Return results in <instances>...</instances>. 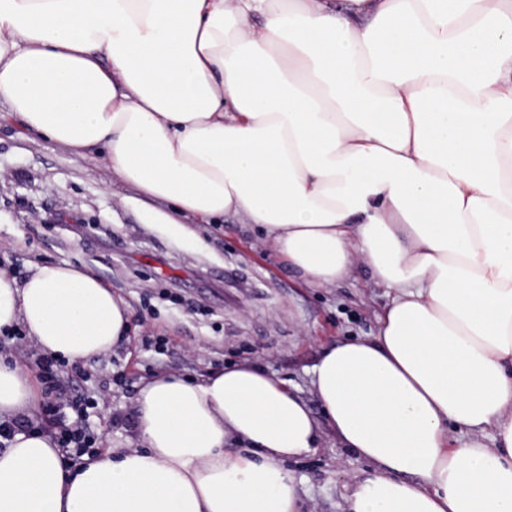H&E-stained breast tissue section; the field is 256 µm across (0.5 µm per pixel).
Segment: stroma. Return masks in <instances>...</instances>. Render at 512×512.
Returning a JSON list of instances; mask_svg holds the SVG:
<instances>
[{"mask_svg":"<svg viewBox=\"0 0 512 512\" xmlns=\"http://www.w3.org/2000/svg\"><path fill=\"white\" fill-rule=\"evenodd\" d=\"M104 163L65 152L23 128L0 104V270L72 263L97 276L131 310L127 337L107 353L63 367L64 391L96 398L84 419L106 445L131 437L144 380L162 371L201 378L254 362L319 404L310 371L328 344L374 336L389 289L359 267L332 288L309 287L241 216L223 224L158 223L163 201L143 206ZM304 512H344L367 463L324 434L291 462Z\"/></svg>","mask_w":512,"mask_h":512,"instance_id":"1","label":"stroma"}]
</instances>
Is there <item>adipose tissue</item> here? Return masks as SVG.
<instances>
[{
  "instance_id": "adipose-tissue-1",
  "label": "adipose tissue",
  "mask_w": 512,
  "mask_h": 512,
  "mask_svg": "<svg viewBox=\"0 0 512 512\" xmlns=\"http://www.w3.org/2000/svg\"><path fill=\"white\" fill-rule=\"evenodd\" d=\"M1 101L160 223L240 215L307 284L392 297L323 350L322 417L249 361L159 373L81 465L16 433L0 512H302L286 463L326 430L369 465L348 512H512V0H0ZM129 315L81 267L0 271V328L68 361ZM36 409L0 359V420Z\"/></svg>"
}]
</instances>
